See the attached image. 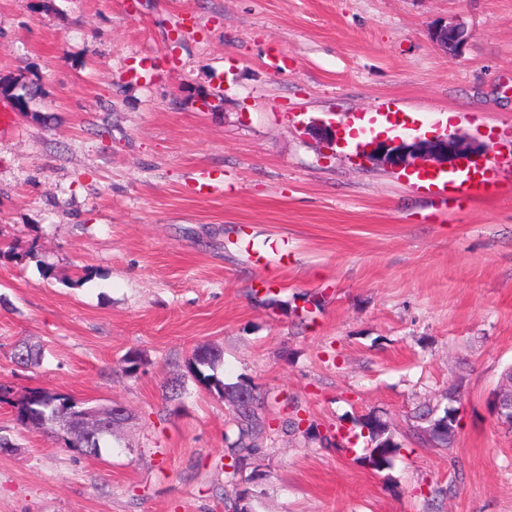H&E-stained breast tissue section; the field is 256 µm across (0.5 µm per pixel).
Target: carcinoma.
<instances>
[{
    "label": "carcinoma",
    "instance_id": "cac0c4a2",
    "mask_svg": "<svg viewBox=\"0 0 512 512\" xmlns=\"http://www.w3.org/2000/svg\"><path fill=\"white\" fill-rule=\"evenodd\" d=\"M3 92L11 95L21 112L29 115L34 120L41 119L37 112L29 111V103L37 95L38 89L28 84H20L16 87L7 85ZM17 353L23 364L35 366L40 363L42 349L37 345L22 342L17 345ZM224 350L219 345H213L192 352L188 361L190 373L194 380L218 396L224 394H237L246 390L243 382L226 384L217 373V368L223 362ZM0 403H7L15 409L14 420L17 425L25 429L30 424H36L42 417L51 419H63L68 414L81 406V403L70 396L52 392L43 388H35L27 391L18 398L12 400L0 395ZM414 418L423 424L437 423L441 430L434 441L440 446L446 447L455 436L456 419L452 410L447 409L444 415H436V410L430 407L415 412ZM233 422L236 427V438L225 449L224 458L228 463L224 464L226 486L228 491L224 496V509L226 512H239L245 509L247 512H255L253 492L241 490V486L250 484L252 477L243 476L251 461L261 452L258 440L263 435L269 423L260 416L257 411L256 398L251 397L238 407L233 409ZM354 424L367 430L371 447L360 457V462L368 460L377 462V471H382L392 466L394 458L400 453L402 445L398 443L388 429V425L374 415H369L361 420H354Z\"/></svg>",
    "mask_w": 512,
    "mask_h": 512
}]
</instances>
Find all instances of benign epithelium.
Here are the masks:
<instances>
[{
	"label": "benign epithelium",
	"instance_id": "obj_1",
	"mask_svg": "<svg viewBox=\"0 0 512 512\" xmlns=\"http://www.w3.org/2000/svg\"><path fill=\"white\" fill-rule=\"evenodd\" d=\"M430 38L441 51L457 57L464 50L468 34L459 23L440 22L432 27ZM480 154L481 149L456 133L436 137L375 139L368 143V150L362 152L369 163L391 170L415 166L455 169ZM129 420L130 415L119 405L95 404L63 425L55 420L48 425L79 437L85 444L79 452H88L95 457L101 441L112 439L117 429Z\"/></svg>",
	"mask_w": 512,
	"mask_h": 512
}]
</instances>
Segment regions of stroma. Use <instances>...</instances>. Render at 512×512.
Instances as JSON below:
<instances>
[{
	"label": "stroma",
	"instance_id": "stroma-1",
	"mask_svg": "<svg viewBox=\"0 0 512 512\" xmlns=\"http://www.w3.org/2000/svg\"><path fill=\"white\" fill-rule=\"evenodd\" d=\"M452 21L456 58L429 39ZM0 77L42 115L0 96V382L133 415L94 459L0 404V512H224L231 407L187 369L213 343L265 402L255 512H512V0H0ZM382 112L486 145L496 194L441 205L310 130ZM274 241L288 264H257ZM428 402L458 408L448 446ZM369 414L402 445L382 472ZM430 38L448 56L457 57L464 50L468 34L460 23L440 22L432 27ZM14 88L20 91L10 95L13 86L7 85L4 87L3 92L8 93V95L12 97L13 101L16 102V105L20 108L21 112L29 115L33 120H40L41 115H39V112H29V103L37 95L38 89L24 83L15 85ZM454 410L446 409L443 416L436 417V410L434 408L425 407L415 412L414 418L419 420L422 424L431 425L437 423L441 427V430L437 436L434 437V441L440 446L445 447L451 443L455 436L456 419L453 413ZM448 418V422H447ZM425 437L433 440L435 434L434 425L429 426L424 430Z\"/></svg>",
	"mask_w": 512,
	"mask_h": 512
}]
</instances>
